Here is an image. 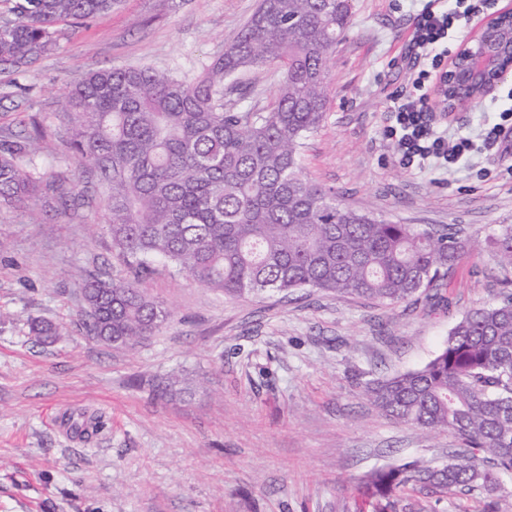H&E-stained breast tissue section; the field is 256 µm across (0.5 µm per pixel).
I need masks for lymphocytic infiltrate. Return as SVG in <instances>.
<instances>
[{
    "label": "lymphocytic infiltrate",
    "mask_w": 512,
    "mask_h": 512,
    "mask_svg": "<svg viewBox=\"0 0 512 512\" xmlns=\"http://www.w3.org/2000/svg\"><path fill=\"white\" fill-rule=\"evenodd\" d=\"M490 5V0H427L411 37L414 56L409 63L412 93L393 98L390 106L396 125L390 131L403 164L424 166L436 161L446 170H455L474 149L471 135L449 132L440 125L424 90L431 67L440 66L433 56L436 45L464 37L471 19Z\"/></svg>",
    "instance_id": "obj_1"
}]
</instances>
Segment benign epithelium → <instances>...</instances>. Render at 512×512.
Here are the masks:
<instances>
[{"instance_id": "obj_1", "label": "benign epithelium", "mask_w": 512, "mask_h": 512, "mask_svg": "<svg viewBox=\"0 0 512 512\" xmlns=\"http://www.w3.org/2000/svg\"><path fill=\"white\" fill-rule=\"evenodd\" d=\"M506 56L512 63V36L504 38L489 19L448 59L439 89L443 111L458 112L491 95L507 74Z\"/></svg>"}]
</instances>
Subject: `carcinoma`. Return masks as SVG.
Wrapping results in <instances>:
<instances>
[{"label": "carcinoma", "mask_w": 512, "mask_h": 512, "mask_svg": "<svg viewBox=\"0 0 512 512\" xmlns=\"http://www.w3.org/2000/svg\"><path fill=\"white\" fill-rule=\"evenodd\" d=\"M0 14V73L23 75L56 45L60 25L81 26L120 0H10ZM353 0H258L234 40L187 82L148 67L86 74L68 93V145L102 189L113 247L128 279L84 282L86 335L132 346L170 312L140 278L163 261L228 298L312 288L395 305L439 290L475 250L453 224H392L347 209L302 175L307 134L326 117L328 59L352 25ZM277 67L274 102L244 99L226 79ZM35 136L0 137V207L40 224L79 197L65 172L38 171ZM498 263L512 268V225L489 236ZM32 332L60 334L51 321ZM386 416L426 433L447 431L463 448L442 463L380 469L358 490L393 509L408 490L492 494L512 471V295L458 321L423 367L364 386Z\"/></svg>", "instance_id": "obj_1"}]
</instances>
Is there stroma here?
<instances>
[{"instance_id": "stroma-1", "label": "stroma", "mask_w": 512, "mask_h": 512, "mask_svg": "<svg viewBox=\"0 0 512 512\" xmlns=\"http://www.w3.org/2000/svg\"><path fill=\"white\" fill-rule=\"evenodd\" d=\"M257 0H121L26 75L0 74V133L46 132L35 162L65 170L92 197L44 224L0 208V512H373L356 482L411 461H444L457 439L402 425L363 393L369 379L424 366L470 310L512 292L486 238L512 225V158L481 147L449 172L403 165L387 131L393 97L412 90L409 39L421 0H353L329 61L326 119L306 138L303 175L348 209L396 224H453L481 246L451 271L439 302L383 305L306 288L237 299L157 262L140 287L171 317L131 348L79 324L91 274L124 277L102 222L96 178L65 143L64 98L86 73L151 67L196 78ZM512 73L454 113L473 135L506 108ZM34 319L59 324L39 343ZM171 395L158 396L162 382ZM100 418L82 441L72 414ZM396 512H512V472L494 495L402 494Z\"/></svg>"}]
</instances>
